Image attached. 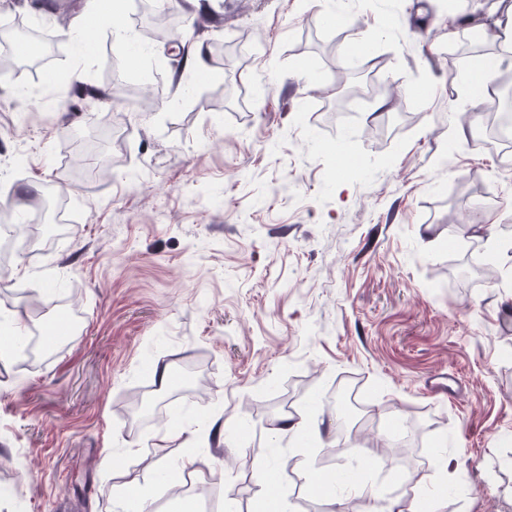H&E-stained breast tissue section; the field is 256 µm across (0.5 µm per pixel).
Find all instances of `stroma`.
I'll use <instances>...</instances> for the list:
<instances>
[{"mask_svg":"<svg viewBox=\"0 0 512 512\" xmlns=\"http://www.w3.org/2000/svg\"><path fill=\"white\" fill-rule=\"evenodd\" d=\"M211 2L223 24L184 0L176 43L133 58L105 28L96 54H54L110 99L156 69L161 104H126L121 128L0 73V204L29 211L50 182L67 199L63 239L13 252L0 315L20 336L80 323L0 362V512H122L130 483L175 512L163 473L188 456L198 512L275 492L288 512H512V142L457 134L478 104L452 77L457 51L472 69L497 45L449 36L439 0ZM472 247L496 280L455 279ZM142 388L159 408L134 429ZM287 414L315 430L276 433ZM323 476L332 498L307 489Z\"/></svg>","mask_w":512,"mask_h":512,"instance_id":"1","label":"stroma"}]
</instances>
